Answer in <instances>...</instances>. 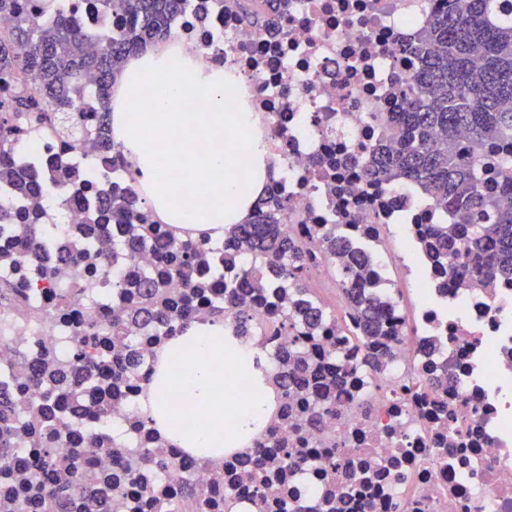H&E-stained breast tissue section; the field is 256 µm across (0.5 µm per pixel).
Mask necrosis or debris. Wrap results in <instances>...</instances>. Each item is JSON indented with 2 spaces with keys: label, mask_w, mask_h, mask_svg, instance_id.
<instances>
[{
  "label": "necrosis or debris",
  "mask_w": 512,
  "mask_h": 512,
  "mask_svg": "<svg viewBox=\"0 0 512 512\" xmlns=\"http://www.w3.org/2000/svg\"><path fill=\"white\" fill-rule=\"evenodd\" d=\"M439 0H192L174 30L207 62H224L243 77L237 96L251 106L253 133L268 145L280 169L267 193L286 196L289 223L305 238L319 224H339L375 260L373 279L387 280L400 251L417 248L425 225L440 211L416 181L389 189L367 180L363 166L382 132L376 116L400 111L406 82L419 62L411 49ZM94 128L85 113L72 133L39 131L43 177L58 161L82 158ZM45 224H60L56 243L41 258L0 268V391L17 393L30 378V361L68 363L75 333L95 325L102 340L100 371L75 374L73 398L53 404L68 416L69 439L120 436L116 449H100L84 478L69 449H59L55 476L74 481L66 512H198L180 490L195 484L212 496L208 512H512V283L482 286L449 278L439 287L429 267L409 269L429 298L407 314L402 302L383 316L396 330L395 359L382 373L362 367V349L343 321L327 322L310 352L347 370L335 411L322 428L289 430L290 447L303 458L289 468L266 431L223 457L200 459L163 450L161 464L123 475L139 454L138 417L143 377L161 347L153 327L132 332L141 362L127 383L107 392L112 361V290L100 286L70 295L56 314V289L44 279L56 268L61 246L87 221L82 203L40 209ZM404 228L396 239L392 225ZM27 282L22 300L3 285ZM108 395V413L96 398ZM10 474L0 473V512H29L34 493L27 464L39 450L18 438ZM263 456L261 467L252 464Z\"/></svg>",
  "instance_id": "necrosis-or-debris-1"
}]
</instances>
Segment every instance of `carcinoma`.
<instances>
[{
	"label": "carcinoma",
	"mask_w": 512,
	"mask_h": 512,
	"mask_svg": "<svg viewBox=\"0 0 512 512\" xmlns=\"http://www.w3.org/2000/svg\"><path fill=\"white\" fill-rule=\"evenodd\" d=\"M52 2L47 15L23 10L19 0H0V16L12 19L0 33V79L12 82L9 96L0 99V181L29 200L41 199L42 181L13 166L8 149L18 141L15 130L54 127L59 113L78 112L93 98L99 106L93 149L103 157L116 151L113 162L126 166L111 136L108 88L126 58L166 39L174 18L189 7V0H96L118 18L112 37L104 40L78 25L62 0ZM412 53L421 67L408 81L402 110L384 119L385 143L365 163L366 177L387 187L418 181L444 210L443 223L426 225L421 239L422 257L434 275L446 279L464 273L476 284L493 277L512 280V207L497 199L512 196V0H446ZM96 181L91 163L62 162L55 168V184L77 200ZM289 209L286 198H259L246 221L235 225L217 248L207 238L182 239L170 225L153 222L131 186L102 191L68 262L110 251L134 266L143 250L155 253L158 263L152 271L116 284L122 306L112 317L114 343L129 336L133 319L166 327L170 338L192 321L231 315L236 335L247 336L248 306L266 308L271 317L265 334L292 337L288 352L279 357L284 367L277 380L284 401L281 419L288 420V394L301 389L310 404L295 417V426L320 427L333 411L346 373L329 370L304 347L303 339L315 335L328 318L309 294L312 266L320 263L338 273L357 339L365 346L362 366L375 374L394 358L392 346L381 344L382 338L393 337L382 314L388 296L368 277L369 253L350 249L334 224L319 225V247H310L291 234ZM2 222L11 224L14 240L0 243V262L11 263L41 248L46 227L37 215L25 208H0ZM110 224L123 225L127 239L108 243ZM461 237L469 243L465 253L456 247ZM215 288L224 289L223 301H211ZM77 336L70 366L89 367L99 336L92 327ZM126 361L121 353L112 354L114 389L126 379ZM31 368L36 384L51 374L55 390L68 392L57 377L64 368L40 359ZM51 395L43 393L23 418L11 396H0V467L11 466L7 449L13 447L17 427L43 449L33 466L53 471L57 449L68 442L59 432H46L43 403ZM74 490L70 480L57 479L40 500L39 512H56Z\"/></svg>",
	"instance_id": "cac0c4a2"
}]
</instances>
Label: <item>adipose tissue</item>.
<instances>
[{
	"label": "adipose tissue",
	"mask_w": 512,
	"mask_h": 512,
	"mask_svg": "<svg viewBox=\"0 0 512 512\" xmlns=\"http://www.w3.org/2000/svg\"><path fill=\"white\" fill-rule=\"evenodd\" d=\"M240 83L171 36L166 49L149 46L129 58L109 104L112 139L142 202L163 223L215 243L248 216L271 176L266 144L235 101ZM150 85L159 94L130 111V98ZM244 378L253 384L247 397L238 390ZM272 399L257 350L230 322L208 319L161 347L139 409L170 446L220 457L265 424Z\"/></svg>",
	"instance_id": "adipose-tissue-1"
}]
</instances>
